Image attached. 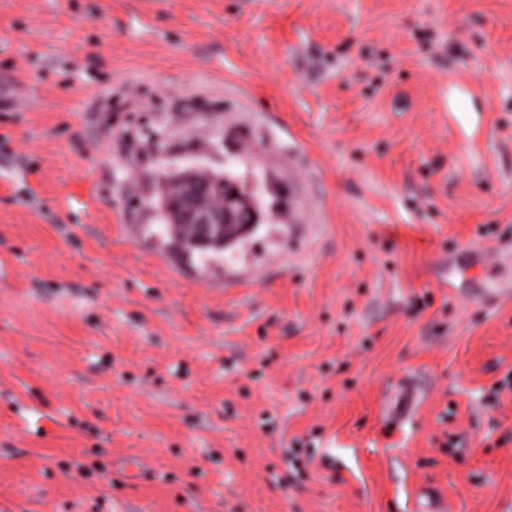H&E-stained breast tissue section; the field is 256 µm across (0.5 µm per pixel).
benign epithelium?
Returning a JSON list of instances; mask_svg holds the SVG:
<instances>
[{"mask_svg":"<svg viewBox=\"0 0 512 512\" xmlns=\"http://www.w3.org/2000/svg\"><path fill=\"white\" fill-rule=\"evenodd\" d=\"M160 214L171 224H193L204 241L221 235L231 224L240 225V232L251 230L262 221V214L244 200L240 185L226 174L209 173L200 176L196 167L186 168L178 179L160 182L156 189ZM217 197L218 207L206 201Z\"/></svg>","mask_w":512,"mask_h":512,"instance_id":"obj_1","label":"benign epithelium"}]
</instances>
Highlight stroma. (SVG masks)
Listing matches in <instances>:
<instances>
[{
  "instance_id": "stroma-1",
  "label": "stroma",
  "mask_w": 512,
  "mask_h": 512,
  "mask_svg": "<svg viewBox=\"0 0 512 512\" xmlns=\"http://www.w3.org/2000/svg\"><path fill=\"white\" fill-rule=\"evenodd\" d=\"M186 166L232 262L146 232ZM499 267L512 0H0V512H512ZM200 171L196 167L186 168L178 179L161 181L155 193L159 199V213L167 217L170 224H157V230L150 232L187 261H193L197 256L223 257L224 252L252 234L263 219L254 206L246 203L237 181L225 173H208L203 178ZM214 197L223 201L219 207L206 204V200ZM172 224L195 225L203 241H209L211 235H222L230 224H241L239 233L255 227L247 234L228 232L233 236L224 235L210 246L201 247L196 241L194 227H184L180 233H174Z\"/></svg>"
}]
</instances>
